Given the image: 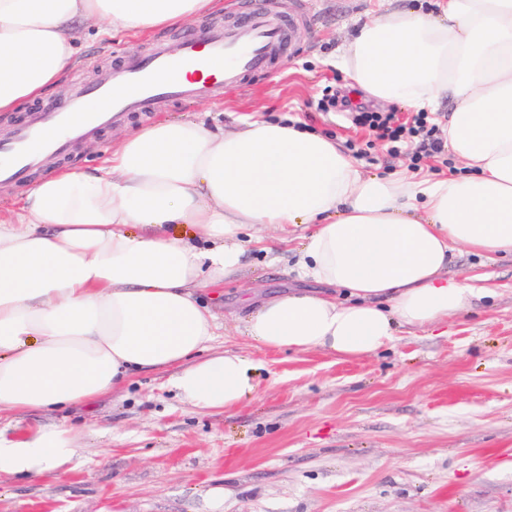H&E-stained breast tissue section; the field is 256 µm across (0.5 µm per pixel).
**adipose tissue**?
<instances>
[{
	"instance_id": "ef3b65f1",
	"label": "adipose tissue",
	"mask_w": 512,
	"mask_h": 512,
	"mask_svg": "<svg viewBox=\"0 0 512 512\" xmlns=\"http://www.w3.org/2000/svg\"><path fill=\"white\" fill-rule=\"evenodd\" d=\"M217 0H0V112L52 91L73 61L74 24L173 26ZM339 69L378 102L448 113L465 171L370 176L336 140L298 122L243 119L228 132L163 119L86 168L39 178L0 210V418L84 405L143 371L172 370L177 396L229 412L256 390L241 350L216 346L204 291L243 270L241 235L310 226L295 271L310 290L260 302L256 346L376 354L400 329L429 328L487 291L449 276L456 251L512 256V0H443L365 25ZM176 224L192 230L172 234ZM77 432L0 433V473L68 471Z\"/></svg>"
}]
</instances>
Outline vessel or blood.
I'll use <instances>...</instances> for the list:
<instances>
[{
	"label": "vessel or blood",
	"instance_id": "b4317fda",
	"mask_svg": "<svg viewBox=\"0 0 512 512\" xmlns=\"http://www.w3.org/2000/svg\"><path fill=\"white\" fill-rule=\"evenodd\" d=\"M304 18L298 9L290 22H283L264 4L232 22L212 21L181 37L176 48L155 46L125 55L95 79L73 75L72 91L62 104L28 114L0 137V184L23 181L31 171L78 143L99 138L130 115L245 84L267 71Z\"/></svg>",
	"mask_w": 512,
	"mask_h": 512
}]
</instances>
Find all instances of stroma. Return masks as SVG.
<instances>
[{"label": "stroma", "mask_w": 512, "mask_h": 512, "mask_svg": "<svg viewBox=\"0 0 512 512\" xmlns=\"http://www.w3.org/2000/svg\"><path fill=\"white\" fill-rule=\"evenodd\" d=\"M238 0L210 17L148 34L80 27L75 71L93 75L115 53L174 46L208 18L232 20ZM438 0H307V27L272 69L220 99L171 102L163 118L202 119L233 129L244 117H289L339 141L366 146L370 175L440 178L463 169L446 155L413 168L405 154L350 119L321 111L325 90L361 91L336 66L356 31L404 9L433 12ZM132 117L87 141L64 165L99 163L111 142L145 126ZM303 229L263 228L244 241L245 266L224 284L227 342L255 365L257 391L238 408L210 415L182 403L169 372L136 376L127 394L62 411L33 410L0 421L8 433L64 423L81 428L69 470L27 478L0 475V512H512V259L460 251L449 275L486 277L492 298L449 317L447 333L403 329L375 355L340 361L251 346L236 324L250 303L298 287L288 248ZM224 491L215 508L208 492Z\"/></svg>", "instance_id": "35a3bbf8"}]
</instances>
